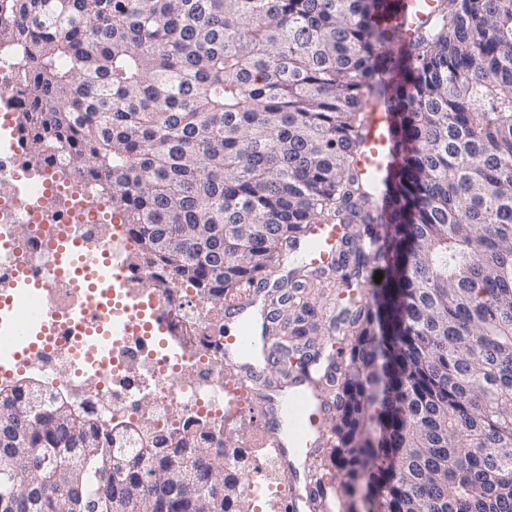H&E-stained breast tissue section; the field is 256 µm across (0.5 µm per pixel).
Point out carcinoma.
<instances>
[{
    "label": "carcinoma",
    "instance_id": "1",
    "mask_svg": "<svg viewBox=\"0 0 512 512\" xmlns=\"http://www.w3.org/2000/svg\"><path fill=\"white\" fill-rule=\"evenodd\" d=\"M381 0H0L19 112L126 216L149 285L205 304L298 271L309 224H343L350 298L329 393L337 512H512V0H436L405 58ZM390 66L398 165L381 225L359 174L373 70ZM306 284L285 334L307 335ZM27 377L0 384V457L42 466L0 512H245L223 435L114 423ZM134 440L119 471L112 448ZM224 478V498L204 492Z\"/></svg>",
    "mask_w": 512,
    "mask_h": 512
}]
</instances>
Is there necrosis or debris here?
<instances>
[{
  "label": "necrosis or debris",
  "mask_w": 512,
  "mask_h": 512,
  "mask_svg": "<svg viewBox=\"0 0 512 512\" xmlns=\"http://www.w3.org/2000/svg\"><path fill=\"white\" fill-rule=\"evenodd\" d=\"M7 137L10 146L0 151V234L14 238L20 261L43 278L42 310L55 327L50 347L35 352L31 366L62 373L77 403L106 418L131 422L147 418L162 430L188 420L224 422L241 397L236 383L224 378V354L214 344L217 321L198 317L189 289L148 291L144 270L127 261L123 276L145 288L144 302L165 309L163 330L145 331L150 320L145 312L138 314V326L108 337L95 314L75 321L76 310L86 307L88 299L85 289L55 276L58 250L53 233L64 224L72 238L102 249L111 246L112 203L91 196L84 177L65 172V162L55 151H48L47 162L32 164L18 126H11ZM30 168L49 181L65 176L62 191L69 201L67 208L43 209L36 199L15 196L19 176ZM146 391L152 393L153 402L145 407L140 395Z\"/></svg>",
  "instance_id": "obj_1"
}]
</instances>
